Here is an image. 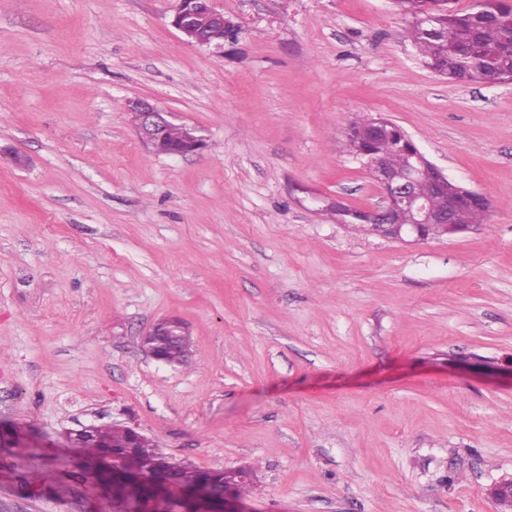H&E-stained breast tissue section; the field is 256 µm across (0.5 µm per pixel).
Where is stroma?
Masks as SVG:
<instances>
[{
    "label": "stroma",
    "instance_id": "1",
    "mask_svg": "<svg viewBox=\"0 0 512 512\" xmlns=\"http://www.w3.org/2000/svg\"><path fill=\"white\" fill-rule=\"evenodd\" d=\"M0 0V512H115L67 430L250 468L246 512H502L512 479V83L433 73L395 0ZM206 146L149 154L128 100ZM382 116L461 186L476 230L402 243L310 194L381 197L347 120ZM177 316L191 361L140 334ZM66 485L57 492L44 474ZM171 26L178 31L187 43L197 46H214L222 48L225 41H233L237 37L236 28H224L207 34V27L224 25L233 26L224 16L216 0H175ZM165 319H160L153 323L149 329H147L141 336H140V347L142 351L148 355L153 357L154 359L158 360L155 356H161L164 355L168 349H169V340L166 336H157L152 344L154 349V354L152 353L151 343L152 339L156 334V331L158 328L164 324Z\"/></svg>",
    "mask_w": 512,
    "mask_h": 512
}]
</instances>
